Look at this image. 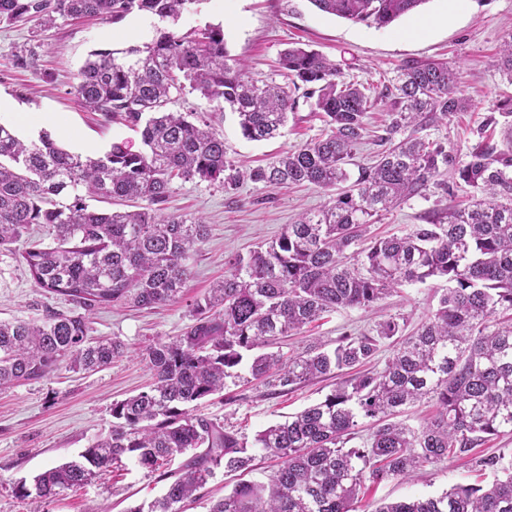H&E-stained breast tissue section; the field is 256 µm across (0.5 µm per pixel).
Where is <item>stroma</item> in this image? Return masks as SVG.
<instances>
[{"label":"stroma","instance_id":"stroma-1","mask_svg":"<svg viewBox=\"0 0 512 512\" xmlns=\"http://www.w3.org/2000/svg\"><path fill=\"white\" fill-rule=\"evenodd\" d=\"M222 25L227 48L248 67L251 77L278 80V57L291 46L308 47L335 61L344 76L370 87L374 104L367 116L371 131L380 133L395 110L391 88L400 66L408 60H438L459 68L465 111L453 116L426 118L418 134L447 142L458 156L475 143L474 132L485 127L496 100L512 96V85L502 80L489 60L512 32V0H425L414 12L390 26L377 29L355 24L317 10L309 0H201L185 13L178 31L205 24ZM127 23L111 24L96 18L78 23L58 22L44 30L35 22L0 25V97L13 102L19 119L5 118L17 135L38 141L49 135L57 145L82 155H101L115 141L140 149V135L119 120H106L85 108L73 87L91 51L125 49L141 44ZM31 56V66H14L16 53ZM173 112H201L223 134L229 153L240 166L274 161L289 150L318 137L323 124L305 98H298L280 136L266 141L245 139L235 114L216 111L199 93L174 97ZM487 136L502 142L503 128L485 127ZM467 187L453 195L435 191L428 198L401 204L369 234L381 237L409 232L427 224L448 206L466 200ZM324 193L309 185L265 188L243 181L225 191L217 183L177 182L170 213L199 216L209 226L206 241L190 260L191 277L176 302L149 309L115 307L97 310L90 338H118L127 347L123 357L102 370L86 373L55 371L36 382L0 390V512H112L159 496L164 483L157 474L124 460L119 469L102 473L84 487L57 500H20L14 484L61 463L89 447L112 428V404L137 393L152 381L141 357L142 349L157 339L180 335L190 323V305L224 276L226 256L247 254L259 244L277 238L299 212L320 208ZM443 281L403 287L400 295L379 301L374 308H341L288 337L282 346L296 354L309 345L335 344L343 333L369 332L387 318L396 317L414 332L436 308ZM64 299L37 288L24 264L0 253V321H42L49 312L69 310ZM334 386L333 380H313L293 390L274 394L247 382L228 385L199 407L201 414L246 436L284 420L316 403ZM489 471L462 460L427 468L412 481H391L363 489L364 503L441 494L456 484L484 485Z\"/></svg>","mask_w":512,"mask_h":512}]
</instances>
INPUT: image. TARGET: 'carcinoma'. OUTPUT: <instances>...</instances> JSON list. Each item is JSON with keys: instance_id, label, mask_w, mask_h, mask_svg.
Wrapping results in <instances>:
<instances>
[{"instance_id": "1", "label": "carcinoma", "mask_w": 512, "mask_h": 512, "mask_svg": "<svg viewBox=\"0 0 512 512\" xmlns=\"http://www.w3.org/2000/svg\"><path fill=\"white\" fill-rule=\"evenodd\" d=\"M199 0H0V23L100 17L118 24L132 13L177 23ZM320 11L382 28L426 0H309ZM282 84L250 79L231 58L224 28L208 25L155 38L126 50H95L78 73L83 105L140 131L142 148L112 144L102 156H81L49 136L26 144L0 124V252L51 231L54 244L30 241L17 255L34 283L74 304L40 323L0 321V389L37 381L62 368L95 372L123 356L117 339L88 340L91 316L107 307L153 308L181 297L189 255L207 224L168 212L175 181L249 180L266 188L312 185L327 196L299 214L274 240L225 258L224 280L195 300L192 324L145 348L154 382L112 403V430L82 453V463L52 464L17 482L16 498L49 500L82 487L101 471L134 460L160 473L163 493L127 512H183L214 470L236 478L209 512H366L364 485L407 480L431 466L468 459L474 448L512 434V98L496 105L505 118V148L478 132L461 158L443 141L395 135L422 114L443 118L466 108L459 71L446 62L404 63L394 86L398 111L378 141L376 162L350 180L346 165L368 135L373 101L322 53L293 46L278 62ZM494 67L512 83V33ZM189 90L238 114L242 135L261 141L288 123L300 92L319 114L321 135L265 167L246 172L228 156L224 137L197 112H168L173 93ZM473 190L471 202L448 210L445 224H417L408 233L374 238L367 226L430 189ZM129 204L89 208L81 190ZM442 279L437 309L405 338L384 367L368 369L384 341L402 332L396 318L374 334H345L332 349L315 344L296 355L282 339L341 308L368 310L406 285ZM249 379L281 393L315 379L354 371L323 399L248 438L193 413ZM435 402L434 417L411 427L405 407ZM366 436H361V433ZM360 443H354L355 439ZM277 460L266 483L244 479L252 449ZM181 468L164 470L187 452ZM502 473L486 486L459 484L436 497L382 503L372 512H512V456L476 460Z\"/></svg>"}]
</instances>
